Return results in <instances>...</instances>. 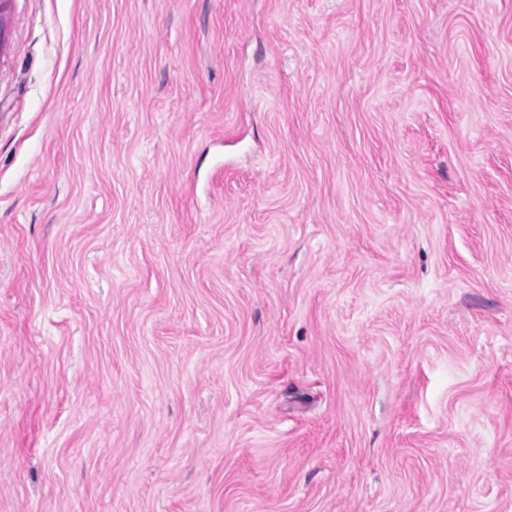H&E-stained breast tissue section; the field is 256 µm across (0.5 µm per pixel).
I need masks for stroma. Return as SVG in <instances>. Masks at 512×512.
<instances>
[{
  "label": "stroma",
  "instance_id": "1",
  "mask_svg": "<svg viewBox=\"0 0 512 512\" xmlns=\"http://www.w3.org/2000/svg\"><path fill=\"white\" fill-rule=\"evenodd\" d=\"M0 512H512V0H4Z\"/></svg>",
  "mask_w": 512,
  "mask_h": 512
}]
</instances>
